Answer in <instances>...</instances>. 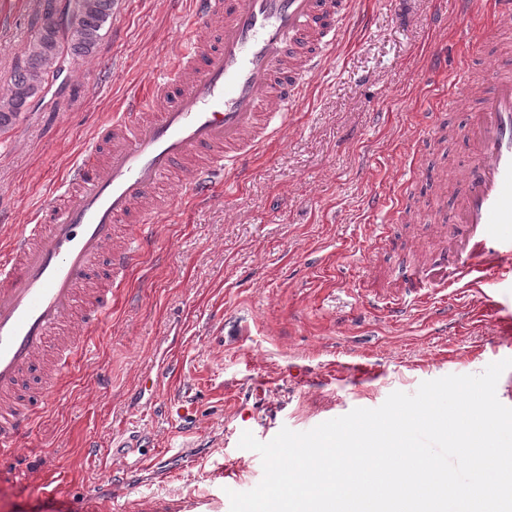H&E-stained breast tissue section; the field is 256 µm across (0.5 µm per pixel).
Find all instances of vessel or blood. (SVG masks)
I'll list each match as a JSON object with an SVG mask.
<instances>
[{"label":"vessel or blood","instance_id":"1","mask_svg":"<svg viewBox=\"0 0 512 512\" xmlns=\"http://www.w3.org/2000/svg\"><path fill=\"white\" fill-rule=\"evenodd\" d=\"M195 22L147 95L101 126L34 223L0 247V462L13 455L37 407L61 391L73 362L112 314V290L145 245L172 180L207 202L220 176L245 177L278 139L308 80L351 26L356 0H193ZM473 111L472 159L449 229L458 250L404 266L402 290L512 282V55Z\"/></svg>","mask_w":512,"mask_h":512}]
</instances>
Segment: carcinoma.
I'll list each match as a JSON object with an SVG mask.
<instances>
[{
	"mask_svg": "<svg viewBox=\"0 0 512 512\" xmlns=\"http://www.w3.org/2000/svg\"><path fill=\"white\" fill-rule=\"evenodd\" d=\"M114 7L115 0H67L62 15L44 24L16 64L8 92L0 96L1 132L28 111L31 100L59 70L63 56L86 57L96 51Z\"/></svg>",
	"mask_w": 512,
	"mask_h": 512,
	"instance_id": "1",
	"label": "carcinoma"
}]
</instances>
